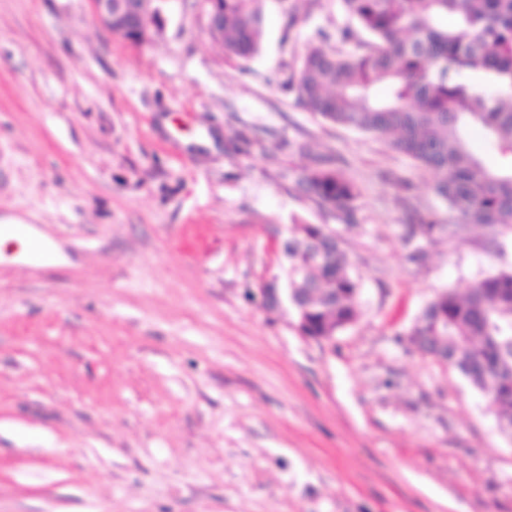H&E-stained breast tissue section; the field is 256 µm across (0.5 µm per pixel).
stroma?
<instances>
[{
  "mask_svg": "<svg viewBox=\"0 0 512 512\" xmlns=\"http://www.w3.org/2000/svg\"><path fill=\"white\" fill-rule=\"evenodd\" d=\"M288 3L241 60L199 0L141 45L89 0H0V225L27 229L0 238V512H512L495 405L408 336L438 290L512 267V229L409 259L416 214L457 217L382 137L297 105L318 30L357 46L341 0ZM319 156L356 224L299 191ZM299 222L336 229L360 284L326 341L251 299Z\"/></svg>",
  "mask_w": 512,
  "mask_h": 512,
  "instance_id": "1",
  "label": "stroma"
}]
</instances>
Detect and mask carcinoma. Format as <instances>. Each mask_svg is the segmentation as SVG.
<instances>
[{"label": "carcinoma", "instance_id": "cac0c4a2", "mask_svg": "<svg viewBox=\"0 0 512 512\" xmlns=\"http://www.w3.org/2000/svg\"><path fill=\"white\" fill-rule=\"evenodd\" d=\"M267 0H214L224 17L211 31L229 57L247 60L260 49ZM367 39L358 54L330 53L311 44L285 85L300 105L325 122L384 138L435 178L434 191L463 226L512 228V0H342ZM481 72L487 85L466 80ZM387 95L377 94V87ZM478 131L502 157L487 166L471 147ZM319 207L356 223L359 189L329 158L316 159L298 179ZM447 225L429 213L404 238L410 259L425 255ZM283 255L285 282L299 307V333L330 339L359 316L357 280L340 238L325 224H296ZM409 336L422 353L442 355L498 410L503 434L512 433V268L468 288L438 292L413 322Z\"/></svg>", "mask_w": 512, "mask_h": 512}]
</instances>
